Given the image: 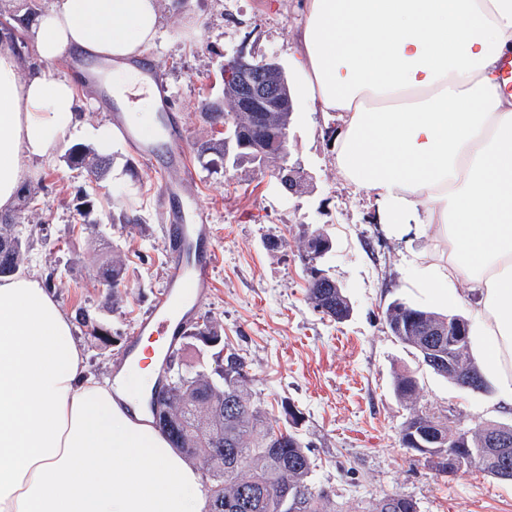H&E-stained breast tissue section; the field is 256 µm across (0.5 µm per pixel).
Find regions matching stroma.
I'll return each instance as SVG.
<instances>
[{
	"label": "stroma",
	"mask_w": 512,
	"mask_h": 512,
	"mask_svg": "<svg viewBox=\"0 0 512 512\" xmlns=\"http://www.w3.org/2000/svg\"><path fill=\"white\" fill-rule=\"evenodd\" d=\"M161 27L141 62L163 74L173 110L186 129L189 151L213 131L197 112L202 98L224 97L225 55L276 59L292 68L293 31L302 17L296 0H158ZM328 120L314 107L295 104L289 126L291 164L311 178L306 192L285 191L269 170L243 164L192 160L197 175L186 192L209 213L218 238L214 290L201 317L218 319L224 343L244 356L253 395L272 421L300 435L313 462L312 483L330 492L338 512H363L383 494L414 498L419 512H512V482L476 469L447 476L423 455L403 448L400 434L411 411L393 391L396 374L420 383L418 407L448 415L452 428L493 422L512 425V409H498L491 392L462 389L433 373L385 323L394 300H409L405 259L420 241L389 235L365 193L338 174ZM105 183L112 191L85 228L76 208L84 179L64 158L39 165L24 194L36 211L22 214L30 240L23 270L46 274L57 299L72 313H88L108 342L76 334L91 370L109 375L136 320L160 291L167 261L166 218L156 206L161 178L145 168L126 141L112 142ZM134 206L137 225L113 223V212ZM331 237L320 266L353 305L336 322L307 298L301 259L305 239ZM280 240L269 249L267 239ZM120 257L126 281L118 303L106 302L98 272L102 260ZM298 418H291V411Z\"/></svg>",
	"instance_id": "obj_1"
}]
</instances>
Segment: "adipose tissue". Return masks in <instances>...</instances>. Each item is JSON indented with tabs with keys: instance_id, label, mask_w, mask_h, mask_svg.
Returning <instances> with one entry per match:
<instances>
[{
	"instance_id": "ef3b65f1",
	"label": "adipose tissue",
	"mask_w": 512,
	"mask_h": 512,
	"mask_svg": "<svg viewBox=\"0 0 512 512\" xmlns=\"http://www.w3.org/2000/svg\"><path fill=\"white\" fill-rule=\"evenodd\" d=\"M293 82L338 122L334 161L397 238L416 303L468 305L472 353L512 407V0H297ZM160 28L157 0H50L27 28L36 63L0 43V212L26 162H51L87 124L82 74L48 75L70 55L107 65L126 125L158 103L135 61ZM153 364L117 378L87 367L71 314L35 273L0 280V512H205L200 470L152 424Z\"/></svg>"
}]
</instances>
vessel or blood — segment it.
I'll return each mask as SVG.
<instances>
[{
  "label": "vessel or blood",
  "instance_id": "vessel-or-blood-1",
  "mask_svg": "<svg viewBox=\"0 0 512 512\" xmlns=\"http://www.w3.org/2000/svg\"><path fill=\"white\" fill-rule=\"evenodd\" d=\"M163 122L167 154L161 157L143 149L139 158L150 166L162 165L167 172L158 195V203L170 220L165 285L136 322L128 354L135 353L146 336L161 340V355L178 349L185 325L196 320L201 304L212 292V269L219 257L215 229L207 211L182 196L183 188L194 178L186 161V134L173 115H166Z\"/></svg>",
  "mask_w": 512,
  "mask_h": 512
}]
</instances>
